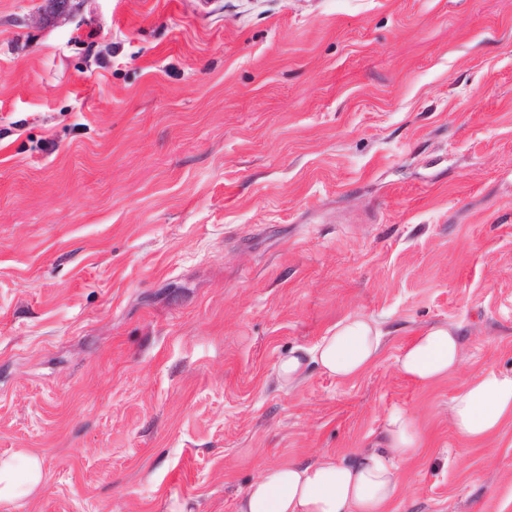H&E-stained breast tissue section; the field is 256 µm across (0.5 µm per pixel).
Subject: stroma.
<instances>
[{"instance_id":"1","label":"stroma","mask_w":512,"mask_h":512,"mask_svg":"<svg viewBox=\"0 0 512 512\" xmlns=\"http://www.w3.org/2000/svg\"><path fill=\"white\" fill-rule=\"evenodd\" d=\"M360 312L367 374L273 366ZM458 327L424 387L396 358ZM512 0H0V512H234L269 465L423 437L389 512H512ZM463 360L464 343L457 329L435 324L421 328L401 347L396 366L406 379L430 386L457 372ZM456 432L472 443H482L512 421V376L495 372L467 379L450 405ZM18 463L23 469L21 480L16 476ZM42 482V467L35 454L23 453L14 458L0 460V501L29 497Z\"/></svg>"}]
</instances>
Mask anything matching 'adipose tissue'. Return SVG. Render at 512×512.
<instances>
[{
  "label": "adipose tissue",
  "mask_w": 512,
  "mask_h": 512,
  "mask_svg": "<svg viewBox=\"0 0 512 512\" xmlns=\"http://www.w3.org/2000/svg\"><path fill=\"white\" fill-rule=\"evenodd\" d=\"M387 333L369 316H345L314 346L281 355L274 366L280 387L301 383L315 369L337 380L360 377L378 362ZM464 343L456 328L435 324L421 328L396 358L399 373L423 386L458 371ZM450 418L464 439L481 443L512 422V376L494 372L467 379L450 405ZM422 438L405 413L388 414L383 448L339 458L323 453L309 462L267 466L241 492L235 512H387L400 486V466L416 457ZM38 456L23 453L0 460V501L32 495L42 484Z\"/></svg>",
  "instance_id": "obj_1"
}]
</instances>
